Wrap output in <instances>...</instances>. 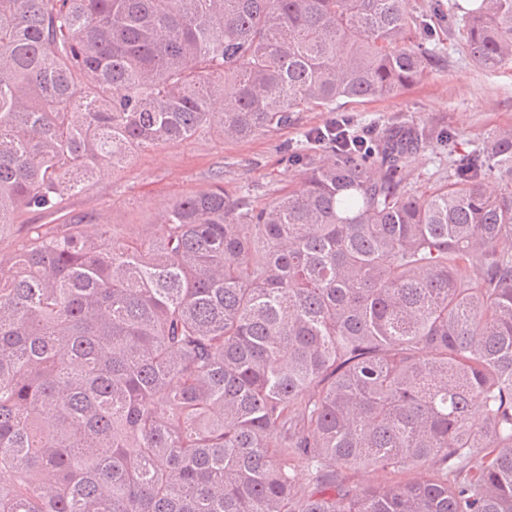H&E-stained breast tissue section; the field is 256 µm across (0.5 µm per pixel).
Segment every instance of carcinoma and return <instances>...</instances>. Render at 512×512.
Listing matches in <instances>:
<instances>
[{
    "instance_id": "obj_1",
    "label": "carcinoma",
    "mask_w": 512,
    "mask_h": 512,
    "mask_svg": "<svg viewBox=\"0 0 512 512\" xmlns=\"http://www.w3.org/2000/svg\"><path fill=\"white\" fill-rule=\"evenodd\" d=\"M475 2L469 57L511 67L512 0ZM425 28L406 0H0V512H512L511 126L420 196L412 130L136 237L13 221L138 151L395 97L437 71Z\"/></svg>"
}]
</instances>
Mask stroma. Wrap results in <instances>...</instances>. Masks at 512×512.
<instances>
[{
    "label": "stroma",
    "instance_id": "obj_1",
    "mask_svg": "<svg viewBox=\"0 0 512 512\" xmlns=\"http://www.w3.org/2000/svg\"><path fill=\"white\" fill-rule=\"evenodd\" d=\"M452 2L407 0L408 10L427 22V46L439 52L437 72L422 84L385 100H340L325 109H307L293 123L244 142L227 143L207 130L140 152L124 168L73 193L66 211L94 216L100 224H120L127 234L138 235L174 199L207 187L218 175L231 197L246 193L253 204H264L281 191L302 189L305 169L298 156L328 152L306 139V132L340 116L353 127L373 128L379 138L396 129L425 130L429 142L410 159L409 186L429 192L448 181L460 156L478 152L489 133L512 125V67L491 73L475 66L460 25L452 20ZM448 131L453 140L445 139Z\"/></svg>",
    "mask_w": 512,
    "mask_h": 512
}]
</instances>
